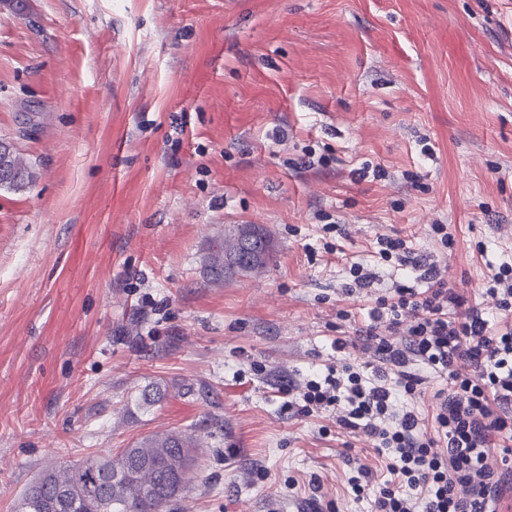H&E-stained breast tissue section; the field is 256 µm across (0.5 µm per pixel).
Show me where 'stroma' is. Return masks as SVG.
<instances>
[{
	"label": "stroma",
	"instance_id": "obj_1",
	"mask_svg": "<svg viewBox=\"0 0 512 512\" xmlns=\"http://www.w3.org/2000/svg\"><path fill=\"white\" fill-rule=\"evenodd\" d=\"M0 139L33 173L0 187V512L48 468L168 430L203 443L176 512H368L348 479L385 474L375 440L289 411L286 387L377 366L355 331L416 276L377 237L437 265L464 298L449 317L501 319L512 0L0 4ZM238 224L272 258L212 286ZM354 262L376 280L350 295ZM485 293L495 302V308L506 318L512 316V264L498 266L497 271L487 281Z\"/></svg>",
	"mask_w": 512,
	"mask_h": 512
}]
</instances>
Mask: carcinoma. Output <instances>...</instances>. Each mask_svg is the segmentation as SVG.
<instances>
[{"label": "carcinoma", "mask_w": 512, "mask_h": 512, "mask_svg": "<svg viewBox=\"0 0 512 512\" xmlns=\"http://www.w3.org/2000/svg\"><path fill=\"white\" fill-rule=\"evenodd\" d=\"M0 168L16 188L28 179V163L12 145L0 142ZM272 242L256 225L239 224L230 238L215 244L210 255V283L224 284V271L258 274L268 263ZM200 443L180 431L141 437L115 457L86 459L81 466L67 465L61 472L43 473L32 495H22L18 512H48L66 489V512H172L187 491V473L197 459Z\"/></svg>", "instance_id": "obj_1"}]
</instances>
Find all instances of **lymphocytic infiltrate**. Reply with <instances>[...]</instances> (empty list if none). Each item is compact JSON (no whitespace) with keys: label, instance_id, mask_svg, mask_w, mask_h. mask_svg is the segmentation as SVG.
<instances>
[{"label":"lymphocytic infiltrate","instance_id":"f902f5d3","mask_svg":"<svg viewBox=\"0 0 512 512\" xmlns=\"http://www.w3.org/2000/svg\"><path fill=\"white\" fill-rule=\"evenodd\" d=\"M376 252L422 270L427 287L403 284L377 297L373 322L358 336L373 347L379 367L370 374L346 363L306 379L297 388V412L338 410L340 426L375 439L386 479L374 482L362 467L348 479L355 497H369L370 512H500L512 495V467L496 469L489 460L512 440V328L492 330L476 307L449 319L460 296L403 238L379 236ZM426 369L449 382L435 394L430 433L415 411L398 405L418 396Z\"/></svg>","mask_w":512,"mask_h":512}]
</instances>
